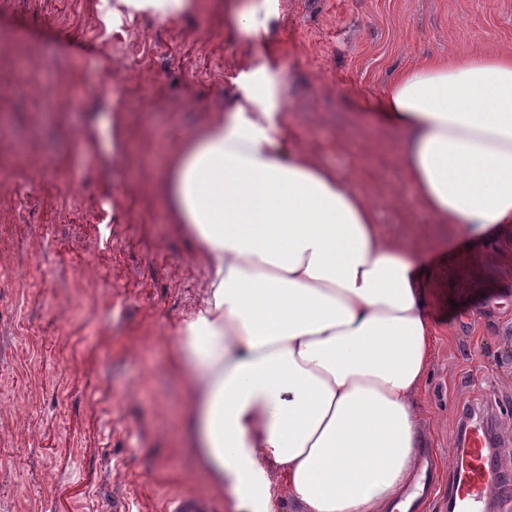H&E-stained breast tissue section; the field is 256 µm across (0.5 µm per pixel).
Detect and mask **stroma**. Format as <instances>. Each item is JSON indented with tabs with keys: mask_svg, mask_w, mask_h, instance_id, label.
<instances>
[{
	"mask_svg": "<svg viewBox=\"0 0 512 512\" xmlns=\"http://www.w3.org/2000/svg\"><path fill=\"white\" fill-rule=\"evenodd\" d=\"M230 6L197 0L177 20L136 14L108 31L95 0H0V512H163L179 493L229 512L185 445L175 331L206 270L159 181L253 53ZM269 41L290 141L431 253L436 335L414 401L440 462L424 512H448L464 413L512 474V225L487 245L450 240L376 110L419 61L512 49V0H281Z\"/></svg>",
	"mask_w": 512,
	"mask_h": 512,
	"instance_id": "1",
	"label": "stroma"
}]
</instances>
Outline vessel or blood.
<instances>
[{
  "label": "vessel or blood",
  "mask_w": 512,
  "mask_h": 512,
  "mask_svg": "<svg viewBox=\"0 0 512 512\" xmlns=\"http://www.w3.org/2000/svg\"><path fill=\"white\" fill-rule=\"evenodd\" d=\"M489 445L485 427L467 425L464 445L454 452L461 467L451 500L459 512H486L491 494L505 486L500 472L490 462ZM166 512H210V506L194 496L179 495L169 499Z\"/></svg>",
  "instance_id": "b4317fda"
}]
</instances>
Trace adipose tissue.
Masks as SVG:
<instances>
[{"instance_id":"ef3b65f1","label":"adipose tissue","mask_w":512,"mask_h":512,"mask_svg":"<svg viewBox=\"0 0 512 512\" xmlns=\"http://www.w3.org/2000/svg\"><path fill=\"white\" fill-rule=\"evenodd\" d=\"M191 6L95 4L107 26ZM278 8L229 13L259 53L234 75L233 104L163 170L169 222L207 270L176 333L188 439L231 512H278L283 496L293 512H388L425 445L414 402L434 334L425 253L378 224L354 180L289 147L267 49ZM380 106L417 201L461 235L512 224L511 50L424 60Z\"/></svg>"}]
</instances>
